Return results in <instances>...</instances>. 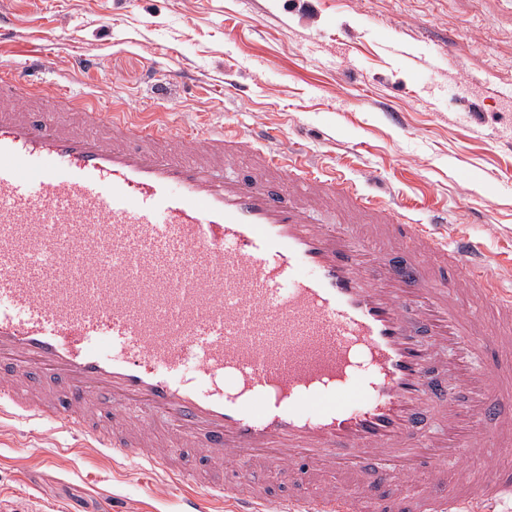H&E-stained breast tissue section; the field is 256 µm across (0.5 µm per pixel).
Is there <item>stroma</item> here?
<instances>
[{"label": "stroma", "mask_w": 512, "mask_h": 512, "mask_svg": "<svg viewBox=\"0 0 512 512\" xmlns=\"http://www.w3.org/2000/svg\"><path fill=\"white\" fill-rule=\"evenodd\" d=\"M0 62L47 89L205 131L280 128L415 220L440 210L512 266V0H0ZM456 51L458 64L448 62ZM99 57L96 74L75 56ZM167 94L158 97V86ZM401 113L389 126L384 109ZM0 422V512H180L149 477Z\"/></svg>", "instance_id": "stroma-1"}]
</instances>
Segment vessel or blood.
I'll use <instances>...</instances> for the list:
<instances>
[{"label":"vessel or blood","mask_w":512,"mask_h":512,"mask_svg":"<svg viewBox=\"0 0 512 512\" xmlns=\"http://www.w3.org/2000/svg\"><path fill=\"white\" fill-rule=\"evenodd\" d=\"M281 138L139 122L1 67L0 417L140 461L154 495L188 482L183 512H492L512 475L448 465L512 446V289L465 231L406 223ZM245 145L260 172L232 169Z\"/></svg>","instance_id":"b4317fda"}]
</instances>
